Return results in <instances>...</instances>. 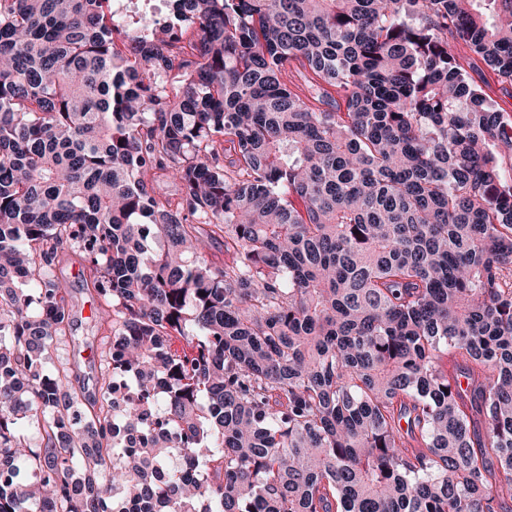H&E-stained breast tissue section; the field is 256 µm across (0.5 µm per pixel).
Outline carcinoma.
<instances>
[{"mask_svg":"<svg viewBox=\"0 0 512 512\" xmlns=\"http://www.w3.org/2000/svg\"><path fill=\"white\" fill-rule=\"evenodd\" d=\"M112 2L0 0V512H512V0ZM479 65L482 67V71H479L478 74H471L479 81L496 108L512 118V87L507 84H500L492 72L481 64ZM54 271L69 285L67 300L73 320L72 335L66 337L67 343L59 347L57 355L70 361L75 374L80 376L79 385L82 391L91 397L94 394L97 396L100 377L98 347L109 334L104 331V326L100 327L102 308L97 299L90 294L92 288L86 286L88 270L78 254L72 251L61 253ZM95 302L99 306L97 314Z\"/></svg>","mask_w":512,"mask_h":512,"instance_id":"obj_1","label":"carcinoma"}]
</instances>
